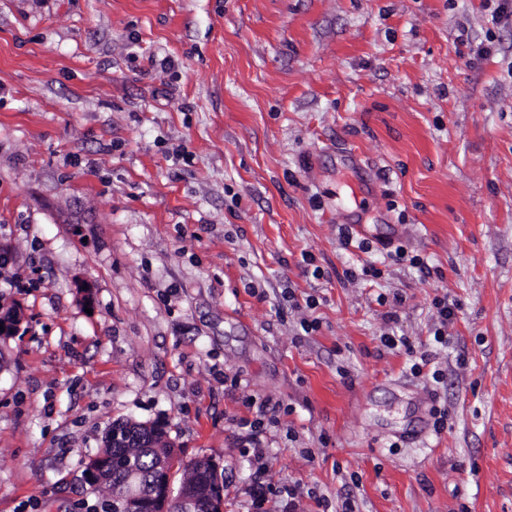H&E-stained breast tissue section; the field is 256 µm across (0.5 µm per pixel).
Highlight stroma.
Masks as SVG:
<instances>
[{
	"label": "stroma",
	"mask_w": 512,
	"mask_h": 512,
	"mask_svg": "<svg viewBox=\"0 0 512 512\" xmlns=\"http://www.w3.org/2000/svg\"><path fill=\"white\" fill-rule=\"evenodd\" d=\"M494 8L0 0V512L99 505L119 419L224 512H512Z\"/></svg>",
	"instance_id": "1"
}]
</instances>
